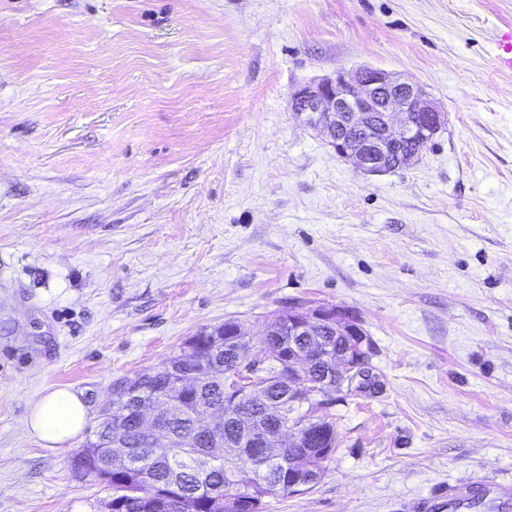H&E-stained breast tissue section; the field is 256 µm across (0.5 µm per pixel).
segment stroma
<instances>
[{
  "instance_id": "35a3bbf8",
  "label": "stroma",
  "mask_w": 512,
  "mask_h": 512,
  "mask_svg": "<svg viewBox=\"0 0 512 512\" xmlns=\"http://www.w3.org/2000/svg\"><path fill=\"white\" fill-rule=\"evenodd\" d=\"M511 30L512 0H0V512H108L71 461L113 384L292 301L355 311L382 391L263 512L512 480ZM361 65L448 114L380 176L289 105ZM64 388L87 421L51 451L26 416Z\"/></svg>"
}]
</instances>
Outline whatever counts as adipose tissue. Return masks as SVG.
<instances>
[{
  "instance_id": "1",
  "label": "adipose tissue",
  "mask_w": 512,
  "mask_h": 512,
  "mask_svg": "<svg viewBox=\"0 0 512 512\" xmlns=\"http://www.w3.org/2000/svg\"><path fill=\"white\" fill-rule=\"evenodd\" d=\"M86 417L87 406L81 394L68 389H55L34 401L27 428L45 448L53 450L79 435Z\"/></svg>"
}]
</instances>
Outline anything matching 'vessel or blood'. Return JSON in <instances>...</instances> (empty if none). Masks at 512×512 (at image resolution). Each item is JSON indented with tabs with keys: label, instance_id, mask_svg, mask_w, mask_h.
I'll list each match as a JSON object with an SVG mask.
<instances>
[{
	"label": "vessel or blood",
	"instance_id": "vessel-or-blood-1",
	"mask_svg": "<svg viewBox=\"0 0 512 512\" xmlns=\"http://www.w3.org/2000/svg\"><path fill=\"white\" fill-rule=\"evenodd\" d=\"M487 503L493 512H512V481H484L455 487L414 502L402 504V512H470L476 503Z\"/></svg>",
	"mask_w": 512,
	"mask_h": 512
}]
</instances>
